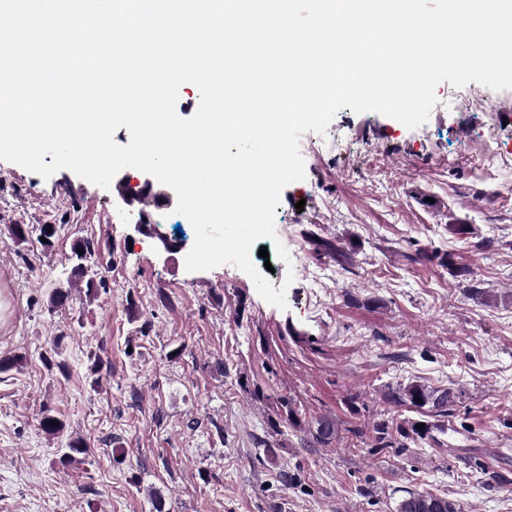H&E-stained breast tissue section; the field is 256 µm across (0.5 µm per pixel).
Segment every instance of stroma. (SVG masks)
Wrapping results in <instances>:
<instances>
[{"instance_id": "obj_1", "label": "stroma", "mask_w": 512, "mask_h": 512, "mask_svg": "<svg viewBox=\"0 0 512 512\" xmlns=\"http://www.w3.org/2000/svg\"><path fill=\"white\" fill-rule=\"evenodd\" d=\"M450 89L415 129L344 108L303 134L306 176L281 194L276 240L257 242L283 310L234 266L187 271L192 225L165 224L185 248L162 252L113 223L104 188L0 160V357L24 358L0 373V512H394L407 488L512 512V165L487 160L512 158V90L491 113ZM11 224L55 225L52 247L35 231L15 243ZM85 237L106 282L93 297L68 283ZM322 241L356 242L353 263ZM57 336L65 377L41 359ZM410 382L451 389L453 417L385 402ZM46 408L63 436L41 430ZM391 416L434 422L438 442L368 450ZM321 418L337 427L326 445ZM72 436L90 454L65 465Z\"/></svg>"}]
</instances>
